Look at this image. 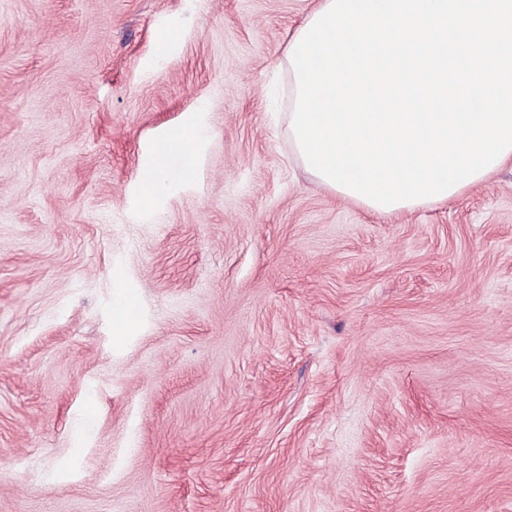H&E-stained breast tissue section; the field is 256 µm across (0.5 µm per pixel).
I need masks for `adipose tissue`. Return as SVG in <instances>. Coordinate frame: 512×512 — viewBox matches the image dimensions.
Instances as JSON below:
<instances>
[{
    "label": "adipose tissue",
    "instance_id": "adipose-tissue-1",
    "mask_svg": "<svg viewBox=\"0 0 512 512\" xmlns=\"http://www.w3.org/2000/svg\"><path fill=\"white\" fill-rule=\"evenodd\" d=\"M200 137V127L188 123L155 142L150 162L145 170L144 206L153 204L173 174L187 176L193 172L195 147Z\"/></svg>",
    "mask_w": 512,
    "mask_h": 512
}]
</instances>
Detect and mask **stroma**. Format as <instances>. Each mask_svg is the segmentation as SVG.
<instances>
[{"label": "stroma", "mask_w": 512, "mask_h": 512, "mask_svg": "<svg viewBox=\"0 0 512 512\" xmlns=\"http://www.w3.org/2000/svg\"><path fill=\"white\" fill-rule=\"evenodd\" d=\"M315 5L0 0V512H512V165L392 215L319 186ZM200 137L201 128L194 123H187L155 142L144 177L143 204L146 208L150 207L165 189L173 171H177L183 177L193 172L195 147Z\"/></svg>", "instance_id": "obj_1"}]
</instances>
